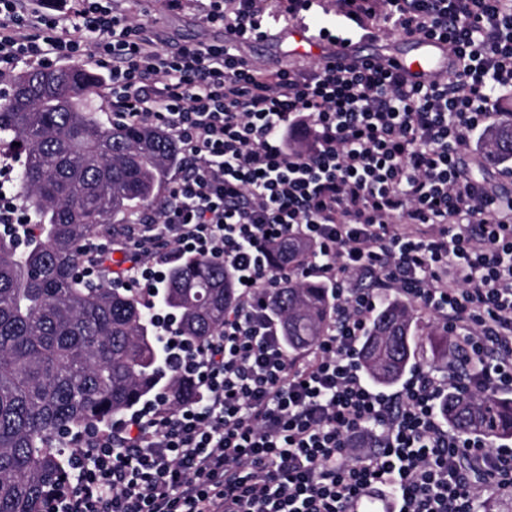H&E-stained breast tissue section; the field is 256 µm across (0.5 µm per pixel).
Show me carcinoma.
<instances>
[{"label": "carcinoma", "instance_id": "obj_1", "mask_svg": "<svg viewBox=\"0 0 512 512\" xmlns=\"http://www.w3.org/2000/svg\"><path fill=\"white\" fill-rule=\"evenodd\" d=\"M59 74L55 91L44 71L19 73L0 104V144L18 143L19 193L36 229L22 251L13 234H0V512H43L67 472V437L152 394L174 404L189 394L162 369L155 325L138 296L79 273L81 244L120 234L129 215L157 203L178 145L156 127L103 125L98 76L79 66ZM484 156L490 165L512 163V119L489 128ZM235 294L223 265L188 255L168 272L161 305L180 336L201 345L219 332ZM269 306L290 353L311 347L334 316L331 293L315 281L277 289ZM427 341L448 356L445 332ZM416 346L412 309L388 300L363 338L360 363L375 384L390 387L414 368ZM444 411L459 433L512 440V398L456 391Z\"/></svg>", "mask_w": 512, "mask_h": 512}]
</instances>
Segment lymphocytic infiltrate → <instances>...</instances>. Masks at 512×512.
<instances>
[{
  "instance_id": "lymphocytic-infiltrate-1",
  "label": "lymphocytic infiltrate",
  "mask_w": 512,
  "mask_h": 512,
  "mask_svg": "<svg viewBox=\"0 0 512 512\" xmlns=\"http://www.w3.org/2000/svg\"><path fill=\"white\" fill-rule=\"evenodd\" d=\"M71 15L0 0V81L22 66L89 57L99 95L127 121L163 123L186 162L176 186L127 233L116 282L142 280L164 364L195 388L71 438L69 477L45 512H356L371 489L388 512H477L512 491V448L450 430L449 388H512V196L459 164L512 90V0H336L320 40L396 32L443 43L452 77L422 85L374 62L266 69L243 45L304 25L326 0H197L224 38L170 54L116 0ZM313 252L270 265L274 244ZM222 262L237 297L218 336L186 346L157 309L180 256ZM336 294L337 318L289 354L269 308L285 279ZM410 300L453 344L449 374L424 368L395 393L358 360L382 298Z\"/></svg>"
}]
</instances>
